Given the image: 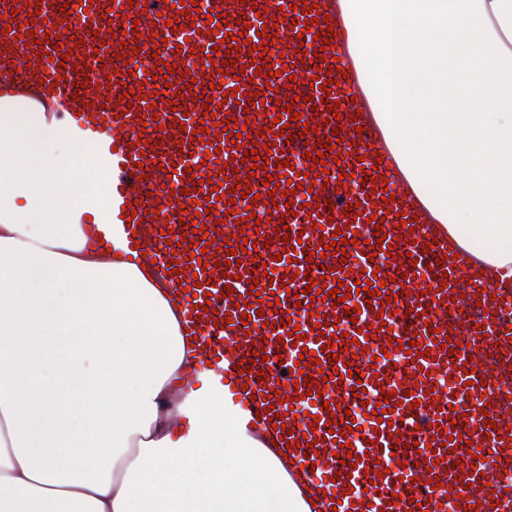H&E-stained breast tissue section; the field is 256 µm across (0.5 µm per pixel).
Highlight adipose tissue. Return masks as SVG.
Listing matches in <instances>:
<instances>
[{
  "mask_svg": "<svg viewBox=\"0 0 512 512\" xmlns=\"http://www.w3.org/2000/svg\"><path fill=\"white\" fill-rule=\"evenodd\" d=\"M341 6L397 167L512 281V0ZM110 207L72 123L0 112V512H303L201 373L181 296L76 221Z\"/></svg>",
  "mask_w": 512,
  "mask_h": 512,
  "instance_id": "1",
  "label": "adipose tissue"
}]
</instances>
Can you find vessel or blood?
Here are the masks:
<instances>
[{
  "instance_id": "b4317fda",
  "label": "vessel or blood",
  "mask_w": 512,
  "mask_h": 512,
  "mask_svg": "<svg viewBox=\"0 0 512 512\" xmlns=\"http://www.w3.org/2000/svg\"><path fill=\"white\" fill-rule=\"evenodd\" d=\"M62 0H0V107L24 106L48 117H71L80 137L112 167V210L103 221L100 238L111 242V227L129 225L128 245L137 246L145 260L155 261L163 274H176L186 298L185 319L205 344L204 358L221 385L233 394L239 422L264 441H276L278 459L288 483L298 491L309 512H447L448 492H456L471 512H512V486L494 475L498 456L512 448L506 434L486 424L472 428L468 416L498 404L499 390L485 370L467 373L468 355L442 348L448 313L455 294H485L477 317L463 327L471 344L481 335L505 343L512 339V281L489 283L469 261L448 247V229L437 223L424 203L391 162L386 139L377 126L375 105L363 89V69L350 51L348 21L338 0H207L221 8L228 23L201 22L190 0H114L113 20H106L99 0H88L87 12L62 11ZM308 12H301V3ZM40 12V21L29 18ZM281 23H273V16ZM296 27H289V20ZM309 29L298 32L297 27ZM122 35L125 61H118L106 30ZM246 32L238 82L220 72V55L230 36ZM275 41L283 53L278 75H257L268 68L254 44ZM316 52L320 61L307 62ZM182 70H173L175 60ZM170 68L165 100H158V65ZM139 95L129 106L127 89ZM214 107L204 110V98ZM253 115H245V104ZM337 112H328V105ZM246 127L247 137L227 143L222 128ZM264 131L265 147L256 165L243 164L254 148L252 133ZM324 160L325 179L310 181L307 143L330 142ZM273 162H266V155ZM373 173L365 181V173ZM299 183L289 214L283 185L264 187L265 177ZM202 181L201 189L189 187ZM248 184L255 198L234 202L238 185ZM215 191L219 205L206 200ZM392 192L395 203L385 202ZM276 195L267 210L262 198ZM319 207H312L313 199ZM136 202L128 211V202ZM354 207L346 223V207ZM255 212L261 224L249 228L244 217ZM410 224L398 228V215ZM383 218L387 238L372 240L375 218ZM200 223L190 243H182L179 221ZM344 229L350 243L344 252L324 255V238ZM225 239L224 251L209 248L212 237ZM174 252H167V245ZM313 256L305 258L302 248ZM237 249L229 263L228 249ZM284 260H277V253ZM376 254L383 267L368 259ZM265 263L276 281L257 277L253 267ZM331 268L326 292L308 297L310 280ZM377 278L385 295L367 291L332 303L338 284L353 286L359 278ZM244 304L236 306L233 296ZM263 299L264 316L253 315L252 303ZM280 299V310L270 306ZM354 315H346V308ZM389 312L379 319V309ZM288 316V325L278 316ZM252 321V331L242 330ZM417 335L411 353L388 358L378 339H400L405 326ZM335 348H328V340ZM315 352L319 367L299 368L303 350ZM373 353L374 366L362 367V380L349 377L350 356ZM262 355L265 380L248 378L246 366ZM338 373L323 378L322 370ZM311 376L321 393L307 399L302 382ZM415 386H407L406 377ZM362 384V396L352 388ZM333 411H325V404ZM381 412L382 423L355 421L343 431L346 412ZM284 422L286 431L275 428ZM318 450L307 459V435ZM470 442H462V435ZM408 445V465L392 455V436ZM351 445L354 467L349 475L326 468L323 450Z\"/></svg>"
}]
</instances>
